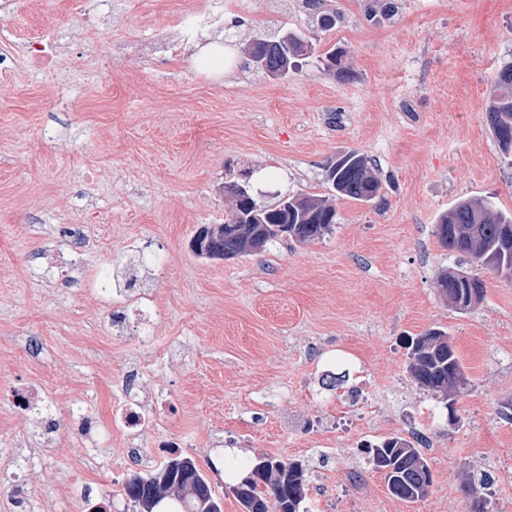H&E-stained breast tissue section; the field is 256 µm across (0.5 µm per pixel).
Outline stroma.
Masks as SVG:
<instances>
[{
    "instance_id": "35a3bbf8",
    "label": "stroma",
    "mask_w": 512,
    "mask_h": 512,
    "mask_svg": "<svg viewBox=\"0 0 512 512\" xmlns=\"http://www.w3.org/2000/svg\"><path fill=\"white\" fill-rule=\"evenodd\" d=\"M222 59L211 28L180 41L175 20L208 0H0V512H89L114 482L155 470V443L194 458L224 512L259 461H303L304 512H469L459 474L486 475L487 512H512V282L438 242L461 197L512 212V166L487 121L512 64V0H323V31L292 0H249ZM53 31L62 66L28 67L14 36ZM295 33L336 50L341 77L308 61L272 78L245 67L256 37ZM364 153L383 199L336 200L322 239L282 238L258 254L196 257L198 227L223 223L225 183L258 201L326 195L329 161ZM156 346L137 345L120 283L135 258ZM445 270L479 274L482 302L442 297ZM448 333L468 379L454 400L417 386L409 343ZM138 394L161 399L129 437L112 413L134 365ZM40 383L56 426L13 403ZM417 428L433 484L391 496L362 443Z\"/></svg>"
}]
</instances>
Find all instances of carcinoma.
<instances>
[{"label": "carcinoma", "mask_w": 512, "mask_h": 512, "mask_svg": "<svg viewBox=\"0 0 512 512\" xmlns=\"http://www.w3.org/2000/svg\"><path fill=\"white\" fill-rule=\"evenodd\" d=\"M296 40L298 35L264 39L269 57V72L280 70L281 46L284 39ZM496 89L486 112L489 124L504 155L512 154V65L497 73ZM326 180L337 197L370 203L383 197L382 181L371 171L368 157L357 150L348 151L330 162ZM267 224H286L292 229L289 238L310 242L324 237L336 221L332 200L326 196L307 195L286 198V202L268 207L253 202ZM249 211L232 207L222 224L204 230L205 245L196 250L200 258L233 259L251 254L248 242L258 229L247 224ZM440 245L452 252L466 255L472 262L506 280H512V214L493 208L486 200L462 197L443 213L436 224ZM482 284L472 275L459 277L454 271L443 273L438 280L442 294L456 303L460 310H469L474 302L467 299L469 282ZM408 371L421 388L449 398L466 384L459 357L448 343V334L433 329L418 337ZM375 453L368 455L392 496L406 502H417L428 494L432 482L430 465L421 452L405 439L394 436L372 445ZM194 462L189 456L174 455L155 471L138 475L137 481L126 480V497L138 504L155 501L154 509L164 502L155 475L164 474L178 486L177 499L171 512H204L208 499L214 496L210 482L199 469L188 468ZM267 471L233 488L240 504L248 508L257 502L272 503L273 512H299L305 499L307 468L300 461L267 460Z\"/></svg>", "instance_id": "obj_1"}]
</instances>
